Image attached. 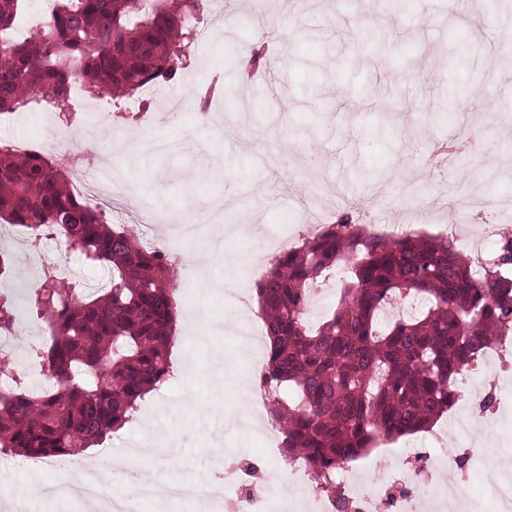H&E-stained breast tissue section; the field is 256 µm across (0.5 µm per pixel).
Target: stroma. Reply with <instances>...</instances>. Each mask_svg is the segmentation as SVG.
Wrapping results in <instances>:
<instances>
[{
    "label": "stroma",
    "instance_id": "1",
    "mask_svg": "<svg viewBox=\"0 0 512 512\" xmlns=\"http://www.w3.org/2000/svg\"><path fill=\"white\" fill-rule=\"evenodd\" d=\"M407 10L387 0L370 17L366 0H215L204 13L211 35L167 94L190 97L212 75H221L224 94L211 112L231 115L232 123L214 134L194 113L170 112L161 99L145 100L148 126H123L125 137L141 133L167 141L164 153L131 158L113 152L105 168L133 186L143 210L158 224L142 226L124 211L123 222L138 237L163 246L179 235L193 248L175 272L178 340L172 349L169 388L148 395L133 419L102 449L122 455L129 442L167 438L176 455H159L153 467L160 482L200 481L224 469L225 455H249L261 472L278 471L282 462L265 455L260 439L237 429L240 381L254 377L231 330L238 323L224 303L226 273H240L263 255L266 231L285 245L303 230L298 210L307 187L318 185L326 223L356 213L374 202L376 229L404 220L408 205L427 200L418 219L422 234L446 232L457 198L485 196L512 200V65L495 53L512 42V11L488 10L482 0H460L447 10L444 0H410ZM268 28L266 67L241 84L230 60L241 53L256 28ZM456 103L440 106L447 97ZM113 127L108 113L77 112L52 157L69 167L72 153L85 151L97 126ZM484 135L481 156L432 168L428 161L440 143ZM315 148L300 160L299 147ZM220 204L225 222L240 227L225 237L224 251L212 254L211 226L200 223L201 209ZM232 365L235 381L216 373ZM460 388L493 393L498 426L512 437V376L486 367L460 379ZM421 433L373 449L357 459L355 470L367 479L398 467L409 449H425L437 461L438 449ZM59 459L29 469L27 461L0 469V504L18 505V487L58 480ZM21 506V505H18ZM23 512H58L55 503L34 498Z\"/></svg>",
    "mask_w": 512,
    "mask_h": 512
}]
</instances>
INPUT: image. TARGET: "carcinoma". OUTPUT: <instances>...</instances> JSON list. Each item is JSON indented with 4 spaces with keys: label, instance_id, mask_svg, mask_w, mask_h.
I'll list each match as a JSON object with an SVG mask.
<instances>
[{
    "label": "carcinoma",
    "instance_id": "1",
    "mask_svg": "<svg viewBox=\"0 0 512 512\" xmlns=\"http://www.w3.org/2000/svg\"><path fill=\"white\" fill-rule=\"evenodd\" d=\"M0 0V114L69 106L73 82L114 107L146 85L174 80L198 42L186 0H55L43 15ZM221 92L197 95L201 111ZM0 220L40 245L57 233L110 275L83 294L44 268L22 301L46 322L36 351L59 385L39 395L0 353V452L68 456L122 429L167 386L177 322L175 268L111 213L78 197L40 152L0 147ZM336 307L317 327L305 309L317 287ZM268 360L261 380L283 457L300 458L317 487L336 492L342 464L381 441L429 430L463 398V369L512 335V231L477 266L443 236L372 231L347 213L275 255L255 284ZM0 329L17 321L0 295Z\"/></svg>",
    "mask_w": 512,
    "mask_h": 512
}]
</instances>
